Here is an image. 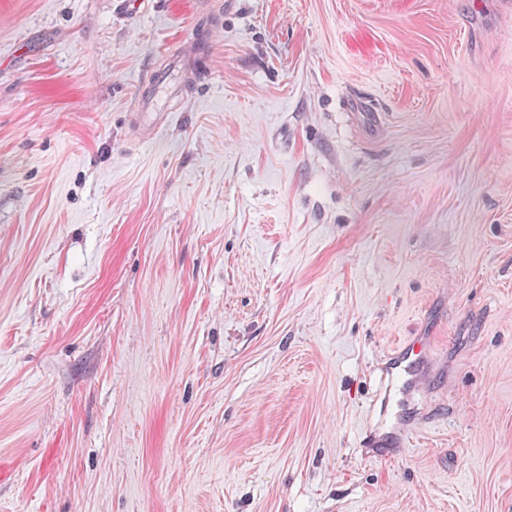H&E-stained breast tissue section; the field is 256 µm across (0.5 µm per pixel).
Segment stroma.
<instances>
[{
    "instance_id": "obj_1",
    "label": "stroma",
    "mask_w": 512,
    "mask_h": 512,
    "mask_svg": "<svg viewBox=\"0 0 512 512\" xmlns=\"http://www.w3.org/2000/svg\"><path fill=\"white\" fill-rule=\"evenodd\" d=\"M0 512H512V6L0 0ZM427 351V341L423 336H411L393 347L382 375L386 385L381 403L383 415L391 413V401L397 389L406 393L415 390L419 382L416 370L423 363Z\"/></svg>"
}]
</instances>
